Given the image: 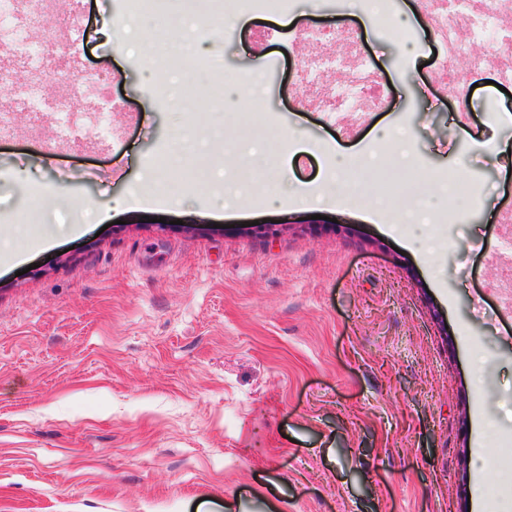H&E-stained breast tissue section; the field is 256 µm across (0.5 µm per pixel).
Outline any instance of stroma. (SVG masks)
Returning <instances> with one entry per match:
<instances>
[{
	"mask_svg": "<svg viewBox=\"0 0 512 512\" xmlns=\"http://www.w3.org/2000/svg\"><path fill=\"white\" fill-rule=\"evenodd\" d=\"M125 8L57 0L0 49V512H512V81L471 0L443 75L425 0H387L391 35L362 0L215 23L225 73L269 63L261 127L242 97L171 111ZM47 26L78 54L31 62ZM285 130L316 150L282 162ZM239 138L270 192L229 211L212 180ZM342 153L383 157L369 197L428 194L438 223L296 203ZM452 176L471 195L430 193Z\"/></svg>",
	"mask_w": 512,
	"mask_h": 512,
	"instance_id": "35a3bbf8",
	"label": "stroma"
}]
</instances>
